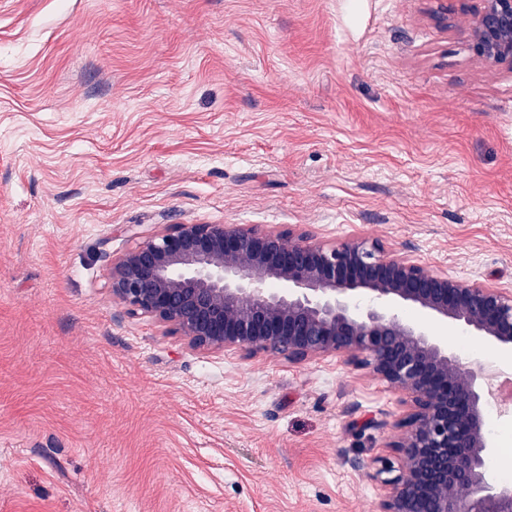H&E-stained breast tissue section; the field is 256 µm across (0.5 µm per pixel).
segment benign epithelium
Instances as JSON below:
<instances>
[{
  "label": "benign epithelium",
  "instance_id": "benign-epithelium-1",
  "mask_svg": "<svg viewBox=\"0 0 512 512\" xmlns=\"http://www.w3.org/2000/svg\"><path fill=\"white\" fill-rule=\"evenodd\" d=\"M435 2L439 20L470 17L473 59L512 69V0ZM111 288L195 350L294 364L334 355L398 393L399 433L350 461L382 489L375 512H512V486L485 472L492 383L436 334L446 324L511 352L512 288L450 278L358 236L326 243L242 224H163L112 262Z\"/></svg>",
  "mask_w": 512,
  "mask_h": 512
}]
</instances>
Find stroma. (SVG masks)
I'll return each instance as SVG.
<instances>
[{
    "instance_id": "stroma-1",
    "label": "stroma",
    "mask_w": 512,
    "mask_h": 512,
    "mask_svg": "<svg viewBox=\"0 0 512 512\" xmlns=\"http://www.w3.org/2000/svg\"><path fill=\"white\" fill-rule=\"evenodd\" d=\"M433 0H0V512H373L398 395L113 303L162 224L377 240L512 286V71ZM448 347L512 379L458 329Z\"/></svg>"
}]
</instances>
